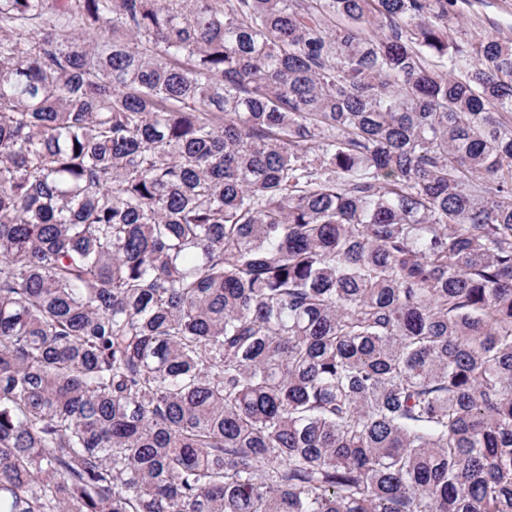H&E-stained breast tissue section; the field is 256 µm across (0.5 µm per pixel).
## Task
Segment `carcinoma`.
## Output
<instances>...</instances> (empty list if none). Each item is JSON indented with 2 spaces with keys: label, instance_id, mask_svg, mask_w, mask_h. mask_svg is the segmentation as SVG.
Instances as JSON below:
<instances>
[{
  "label": "carcinoma",
  "instance_id": "cac0c4a2",
  "mask_svg": "<svg viewBox=\"0 0 512 512\" xmlns=\"http://www.w3.org/2000/svg\"><path fill=\"white\" fill-rule=\"evenodd\" d=\"M457 0H0V512H512V42Z\"/></svg>",
  "mask_w": 512,
  "mask_h": 512
}]
</instances>
